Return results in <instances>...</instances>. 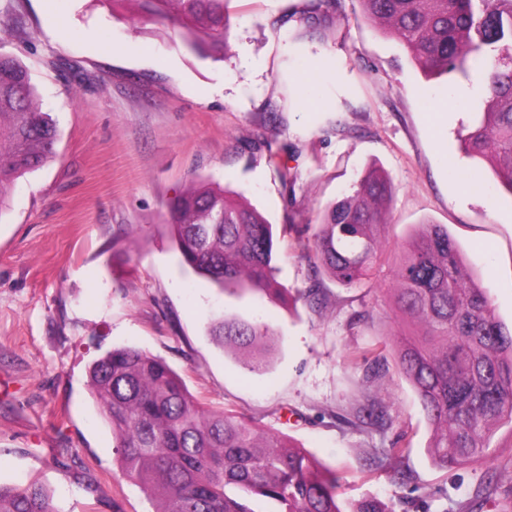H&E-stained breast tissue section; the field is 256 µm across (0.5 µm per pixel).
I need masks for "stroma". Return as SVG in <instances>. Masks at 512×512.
Wrapping results in <instances>:
<instances>
[{"instance_id":"stroma-1","label":"stroma","mask_w":512,"mask_h":512,"mask_svg":"<svg viewBox=\"0 0 512 512\" xmlns=\"http://www.w3.org/2000/svg\"><path fill=\"white\" fill-rule=\"evenodd\" d=\"M307 0H234L221 60L107 0H0V53L18 55L59 136L56 156L16 179L0 213V482L35 478L59 512H155L118 468L87 388L100 353L163 358L208 410L286 436L343 476L341 496L390 512H512V426L485 457L442 471L411 385L374 379L358 355L400 332L391 275L313 284L304 244L362 171L392 181L389 241L447 225L467 272L512 322V194L460 151L482 110L479 77L428 78L394 38L341 0L315 25ZM278 155L288 170L269 160ZM243 194L272 224L285 293L239 298L182 269L166 202L197 179ZM268 324L265 372L208 334L216 317ZM383 426L353 424L366 396ZM406 434L396 483L382 449Z\"/></svg>"}]
</instances>
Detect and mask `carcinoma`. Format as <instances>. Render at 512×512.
I'll use <instances>...</instances> for the list:
<instances>
[{"label":"carcinoma","mask_w":512,"mask_h":512,"mask_svg":"<svg viewBox=\"0 0 512 512\" xmlns=\"http://www.w3.org/2000/svg\"><path fill=\"white\" fill-rule=\"evenodd\" d=\"M112 10L172 25V40L202 58H220L230 35L232 0H110ZM364 22L403 45L426 75H483V112L461 139L512 195V0H359ZM336 9L311 0L303 20ZM58 132L35 106L27 70L0 55V213L19 176L54 154ZM392 189L372 167L354 191L324 212L305 243L313 271L351 287L393 267L390 300L412 333L393 334L395 371L414 389L434 431L429 452L440 469L480 460L502 424L512 425V327L495 317L488 291L465 278L456 241L442 224H421L393 249L382 245ZM165 227L182 264L222 290L279 295L273 226L220 187L199 183L166 203ZM211 335L259 372L273 333L265 324L219 319ZM366 371L386 374L382 351L363 354ZM88 387L112 429L121 474L157 502L156 512H386L376 499L341 498L343 476L243 416L211 412L161 358L113 348L88 368ZM0 512H58L42 484H0Z\"/></svg>","instance_id":"carcinoma-1"}]
</instances>
